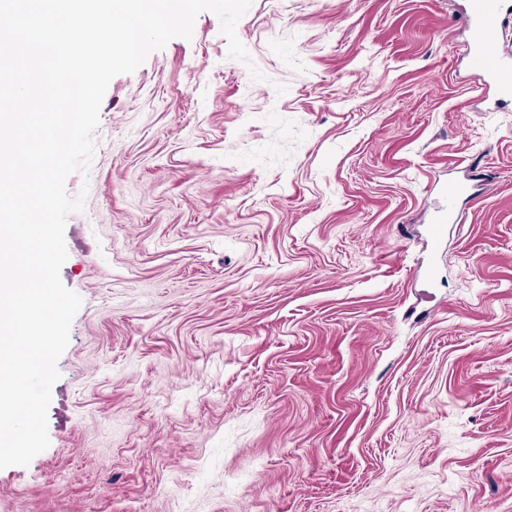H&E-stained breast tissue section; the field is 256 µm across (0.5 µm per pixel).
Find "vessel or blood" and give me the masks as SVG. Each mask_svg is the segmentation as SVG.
<instances>
[{
    "label": "vessel or blood",
    "instance_id": "obj_1",
    "mask_svg": "<svg viewBox=\"0 0 512 512\" xmlns=\"http://www.w3.org/2000/svg\"><path fill=\"white\" fill-rule=\"evenodd\" d=\"M504 0H469L466 17L470 32L472 59L504 97L512 98V57L499 50L494 28Z\"/></svg>",
    "mask_w": 512,
    "mask_h": 512
}]
</instances>
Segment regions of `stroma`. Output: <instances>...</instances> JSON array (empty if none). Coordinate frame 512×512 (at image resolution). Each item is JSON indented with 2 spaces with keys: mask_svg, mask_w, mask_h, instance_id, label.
Returning <instances> with one entry per match:
<instances>
[{
  "mask_svg": "<svg viewBox=\"0 0 512 512\" xmlns=\"http://www.w3.org/2000/svg\"><path fill=\"white\" fill-rule=\"evenodd\" d=\"M466 4L252 0L251 64L204 12L111 80L0 512H512V100Z\"/></svg>",
  "mask_w": 512,
  "mask_h": 512,
  "instance_id": "1",
  "label": "stroma"
}]
</instances>
